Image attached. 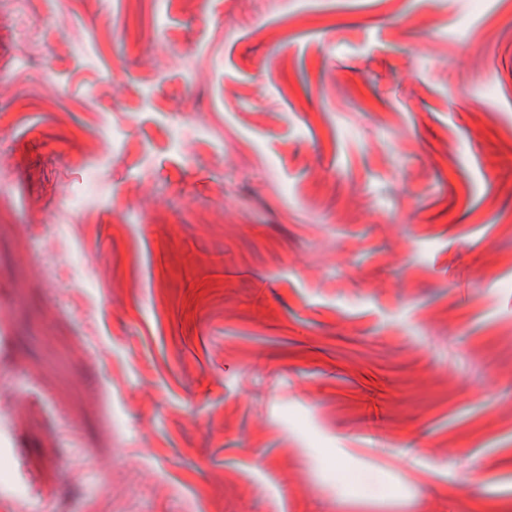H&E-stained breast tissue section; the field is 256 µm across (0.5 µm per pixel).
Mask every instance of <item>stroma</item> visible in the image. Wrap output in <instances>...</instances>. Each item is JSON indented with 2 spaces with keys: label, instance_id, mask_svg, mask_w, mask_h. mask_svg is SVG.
Here are the masks:
<instances>
[{
  "label": "stroma",
  "instance_id": "obj_1",
  "mask_svg": "<svg viewBox=\"0 0 512 512\" xmlns=\"http://www.w3.org/2000/svg\"><path fill=\"white\" fill-rule=\"evenodd\" d=\"M1 71L0 512H512V0H0Z\"/></svg>",
  "mask_w": 512,
  "mask_h": 512
}]
</instances>
